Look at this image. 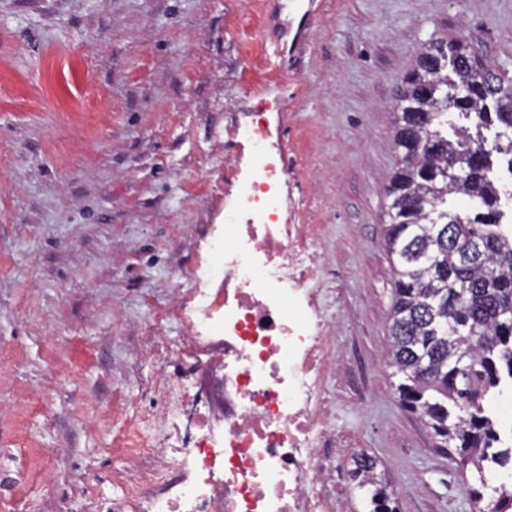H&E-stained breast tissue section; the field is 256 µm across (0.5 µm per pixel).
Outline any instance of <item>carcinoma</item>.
I'll return each instance as SVG.
<instances>
[{
    "label": "carcinoma",
    "instance_id": "cac0c4a2",
    "mask_svg": "<svg viewBox=\"0 0 512 512\" xmlns=\"http://www.w3.org/2000/svg\"><path fill=\"white\" fill-rule=\"evenodd\" d=\"M461 41L426 43L403 77L396 111L399 162L387 189V245L395 259L387 367L401 404L444 448L483 474L502 468L485 403L512 384V216L495 159L512 176V82ZM425 114L416 134L413 115ZM361 455L351 478L367 512H396L394 492Z\"/></svg>",
    "mask_w": 512,
    "mask_h": 512
}]
</instances>
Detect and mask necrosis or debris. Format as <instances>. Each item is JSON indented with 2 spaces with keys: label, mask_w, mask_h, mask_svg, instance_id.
Instances as JSON below:
<instances>
[{
  "label": "necrosis or debris",
  "mask_w": 512,
  "mask_h": 512,
  "mask_svg": "<svg viewBox=\"0 0 512 512\" xmlns=\"http://www.w3.org/2000/svg\"><path fill=\"white\" fill-rule=\"evenodd\" d=\"M254 169L224 207V223L207 257L171 291L182 301L187 336L221 347L231 366L221 391L224 417L181 423L183 394L210 367L176 355L168 377L171 411L164 422L135 421L125 438L136 453L170 455V477L148 469L122 477L113 506L124 512H340L327 489L336 454L324 448L331 406L319 384L336 354L321 318L303 304L304 283L318 267L310 224L282 221L286 169L267 152L264 127H236Z\"/></svg>",
  "instance_id": "1"
}]
</instances>
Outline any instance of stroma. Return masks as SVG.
Returning <instances> with one entry per match:
<instances>
[{
    "mask_svg": "<svg viewBox=\"0 0 512 512\" xmlns=\"http://www.w3.org/2000/svg\"><path fill=\"white\" fill-rule=\"evenodd\" d=\"M273 37L272 80L245 88ZM433 37L512 80V0H0V512H88L137 461L104 449L162 409L168 349L207 358L170 292L252 168L231 131L258 111L284 221L320 227L343 512H366L363 454L397 512H490L505 476L439 447L384 365L395 96Z\"/></svg>",
    "mask_w": 512,
    "mask_h": 512,
    "instance_id": "35a3bbf8",
    "label": "stroma"
}]
</instances>
